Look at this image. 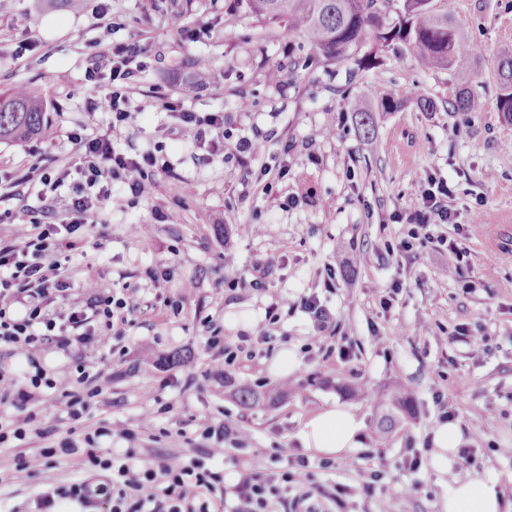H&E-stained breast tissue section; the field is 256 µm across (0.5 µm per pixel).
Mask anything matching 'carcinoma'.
Wrapping results in <instances>:
<instances>
[{"mask_svg":"<svg viewBox=\"0 0 512 512\" xmlns=\"http://www.w3.org/2000/svg\"><path fill=\"white\" fill-rule=\"evenodd\" d=\"M255 15L272 22H285L288 32L298 34L329 61H343L361 49L367 39L381 46L403 45L418 65L426 70L455 72L478 62L481 49L468 30L459 24L448 0H248ZM499 111L512 118V54L498 64ZM382 111L397 107L392 92L376 87L372 98L357 96L351 112L364 134L374 132L372 102ZM455 112H477L482 107L478 94L460 79L451 102ZM43 99L27 87H16L0 95V143H17L45 131ZM379 427H394L401 414L414 411V401L404 387L382 397Z\"/></svg>","mask_w":512,"mask_h":512,"instance_id":"obj_1","label":"carcinoma"}]
</instances>
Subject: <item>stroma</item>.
I'll return each instance as SVG.
<instances>
[{
	"instance_id": "stroma-1",
	"label": "stroma",
	"mask_w": 512,
	"mask_h": 512,
	"mask_svg": "<svg viewBox=\"0 0 512 512\" xmlns=\"http://www.w3.org/2000/svg\"><path fill=\"white\" fill-rule=\"evenodd\" d=\"M98 0L71 9L67 0H0V93L23 84L47 102L44 135L21 143H0V231L32 221L56 224L75 196L81 178L62 177L79 165L69 135L110 138L115 149L153 152L166 170L149 172V197H133L121 183L112 185V202L102 205L94 229L73 234L69 269L75 288L93 273L101 287L136 288L142 302L123 344V359H113L98 344L72 343L62 350L47 345L38 359L48 373L83 363L104 371L111 383L91 401L93 421L137 427L145 407L156 410L155 428L170 435L159 443L141 437L137 445H158L165 452L194 456L205 441L197 430L208 415L245 427L243 450L224 460V487H231L242 463L275 469L276 460L294 454L297 434L312 417L338 403L353 410L362 424V451L372 452V469L384 483L418 481L413 499H386L382 491L346 498L344 512H442V477L429 465L412 473L400 466L409 448H425L442 423L435 390L451 395L465 445L475 433L512 446V121L498 110V59L512 49V0H453L455 19L468 26L482 48L471 81L484 108L453 112L448 101L457 77L420 69L409 52L393 46L366 45L359 58L325 61L301 36L282 23L256 17L247 0H107L119 28L115 40L127 42L150 30L146 67L136 80L137 105L126 124L113 127L112 115L88 116L91 102L106 92L85 79L97 61L93 42L101 20ZM59 23L45 35L44 22ZM200 30L186 41L182 28ZM41 43L34 56L16 57L19 41ZM206 60L210 80L187 107L199 114L225 111L241 136L275 130L292 147L293 163L268 197L243 193L239 162L225 160L224 141L198 143L193 128L178 125L157 94L178 91ZM283 73L271 83L270 69ZM385 85L399 103L375 115V132L364 136L350 102L373 86ZM435 101L434 111L419 108L418 98ZM247 109H240V102ZM447 179L457 217L443 225L448 238H462L456 254L432 243L416 245L408 257L386 252L399 243L406 225L398 213L413 210L427 175ZM62 177L45 192L43 177ZM489 219L477 224L479 212ZM476 224L465 235L468 224ZM260 224L261 237L241 227ZM235 253L240 276L269 262L267 287L252 291L224 286V254ZM336 286L326 289L327 268ZM195 281L185 292V281ZM404 288L389 311L377 305L380 291L393 281ZM317 293L336 313L337 342L350 343L352 360L306 351L311 323L301 308L282 314L262 356L244 361L234 373L238 387L255 382L282 390L275 401L242 405L224 386L220 372L193 376L188 364L212 360L205 345V324L217 320L228 336H254L268 306L280 296L298 300ZM487 334L484 350L472 352L451 342L456 325ZM383 336L376 345L375 336ZM294 354L291 375L275 376L270 365L280 352ZM410 387L417 414L392 433L377 431L376 396L392 384ZM13 455L0 451V502L32 501L44 484L74 477L63 461L37 477L11 471ZM496 473V489L512 501V457L483 451L473 465L455 460L451 477L473 479Z\"/></svg>"
}]
</instances>
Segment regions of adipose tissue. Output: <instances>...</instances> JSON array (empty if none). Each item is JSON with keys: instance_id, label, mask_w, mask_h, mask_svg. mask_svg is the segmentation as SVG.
Returning a JSON list of instances; mask_svg holds the SVG:
<instances>
[{"instance_id": "adipose-tissue-1", "label": "adipose tissue", "mask_w": 512, "mask_h": 512, "mask_svg": "<svg viewBox=\"0 0 512 512\" xmlns=\"http://www.w3.org/2000/svg\"><path fill=\"white\" fill-rule=\"evenodd\" d=\"M360 424L349 410L335 406L311 418L299 432L303 448L337 455L357 447ZM496 475L486 479H457L442 500L443 512H502L504 500L496 490Z\"/></svg>"}]
</instances>
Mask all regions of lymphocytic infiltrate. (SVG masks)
Wrapping results in <instances>:
<instances>
[{
	"label": "lymphocytic infiltrate",
	"instance_id": "1",
	"mask_svg": "<svg viewBox=\"0 0 512 512\" xmlns=\"http://www.w3.org/2000/svg\"><path fill=\"white\" fill-rule=\"evenodd\" d=\"M112 31L111 24H101L95 41L109 62L108 69L88 68L85 77L95 84L106 83L108 91L95 107L111 113L113 124L121 125L130 117L134 65L143 49L137 43L113 44ZM191 97V91L182 89L176 95L161 96V106L178 123L194 127L197 138L212 133L223 136L225 157L246 163L258 156L259 142L234 135L227 113L192 112L187 107ZM69 139L81 154L80 173L88 192L73 199L63 228L35 221L19 237L0 235V339L12 343L16 355L34 370L29 386L6 387L0 393V405L8 403L17 410L13 416L0 414V447L25 440L31 434L47 439L46 448L38 453L19 452L13 456L16 469L30 475L43 473L61 458L75 462L78 479L41 490L27 512H52L60 500L79 501L89 512H98L102 507L108 512H212L214 492L224 480L216 466L223 463L228 451L244 447V429L229 422L208 420L200 430L211 445L203 449L201 456L186 460L154 449L141 455L133 447L138 437L136 430L97 427L85 417L89 400L104 392L108 378L86 371L76 376L64 372L49 377L39 366L37 351L52 340L60 347H68L66 331L70 328L81 330L82 342H95L109 347L111 353H119L140 308L137 289L127 287L107 293L90 276L83 279L82 287L94 300L92 309L73 302V282L58 256L72 249L71 233L87 226L100 203L111 202L113 181H121L133 195L143 196L146 171L156 167L157 159L150 152L133 156L116 151L107 138L90 140L74 132ZM456 212L455 196L447 182L428 178L418 208L405 217L408 230L396 247L398 254L411 252L419 242H435L458 251L457 242L437 232L439 225L453 223ZM288 304L284 297L272 303L266 311L265 324L254 337L233 339L224 335L220 325L210 323L207 349L218 351L225 371H234L243 359L255 358L258 345L269 343L280 311ZM299 306L312 322L311 346L329 355L339 354L345 360L353 358L350 346L332 345L336 316L317 295L301 297ZM91 310L103 317V330L88 327L87 313ZM48 389L54 393V405L78 426L80 437L61 436L56 430L40 427L39 415ZM105 437L111 438V445H102ZM332 466L331 460H313L303 453L290 455L278 470L250 463L241 465L232 488L236 503L231 512H323V503L340 504L343 495L351 491L345 484L328 490L316 483V471Z\"/></svg>",
	"mask_w": 512,
	"mask_h": 512
}]
</instances>
